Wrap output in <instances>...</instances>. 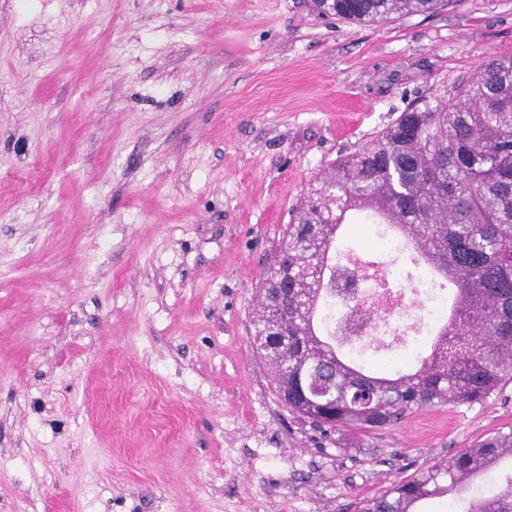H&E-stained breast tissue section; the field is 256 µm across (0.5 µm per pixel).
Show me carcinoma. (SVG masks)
Masks as SVG:
<instances>
[{
	"label": "carcinoma",
	"mask_w": 512,
	"mask_h": 512,
	"mask_svg": "<svg viewBox=\"0 0 512 512\" xmlns=\"http://www.w3.org/2000/svg\"><path fill=\"white\" fill-rule=\"evenodd\" d=\"M320 17L359 24L435 12L448 0H311ZM385 224L411 244L410 261L456 288L448 319L431 335L420 366L374 370L357 364L362 339L343 332L354 317L381 320L356 289L336 287L364 261L336 249L347 214ZM308 284L280 297L285 276ZM251 315L253 346L275 369L288 411L325 432H374L412 412L481 403L512 380V55L484 61L448 99L434 97L325 169L274 249ZM278 303L281 323L268 317ZM512 458V428L496 431L383 493L359 512H416L456 493L464 512H512V469L502 488L471 492L472 479Z\"/></svg>",
	"instance_id": "obj_1"
}]
</instances>
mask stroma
<instances>
[{"label":"stroma","mask_w":512,"mask_h":512,"mask_svg":"<svg viewBox=\"0 0 512 512\" xmlns=\"http://www.w3.org/2000/svg\"><path fill=\"white\" fill-rule=\"evenodd\" d=\"M512 55V0H0V512H358L512 381L372 434L288 411L248 320L310 182ZM448 0H311L320 17H334L359 24H385L395 18L435 12Z\"/></svg>","instance_id":"obj_1"}]
</instances>
